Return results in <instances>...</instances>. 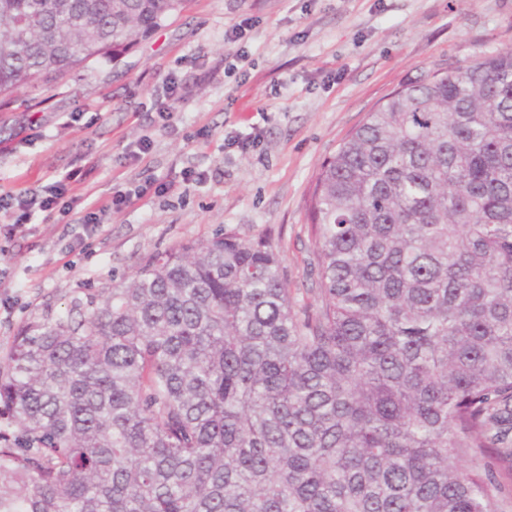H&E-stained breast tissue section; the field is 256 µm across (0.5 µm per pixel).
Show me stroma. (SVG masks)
<instances>
[{
	"label": "stroma",
	"mask_w": 512,
	"mask_h": 512,
	"mask_svg": "<svg viewBox=\"0 0 512 512\" xmlns=\"http://www.w3.org/2000/svg\"><path fill=\"white\" fill-rule=\"evenodd\" d=\"M260 17L243 41L227 32ZM512 50V0H188L119 63H87L0 108V188L25 190L83 171L73 194L109 195L151 179L167 190L112 213L82 253L67 245L80 214L33 218L0 239V362L18 329L73 299L131 278L153 254L222 227L266 235L292 296L313 301L309 204L324 158L393 91ZM184 100L172 123L157 107L169 80ZM78 120H70V113ZM207 134L195 138L196 129ZM149 136L142 162L131 143ZM256 145L243 152L233 136ZM207 172L185 184V168Z\"/></svg>",
	"instance_id": "1"
}]
</instances>
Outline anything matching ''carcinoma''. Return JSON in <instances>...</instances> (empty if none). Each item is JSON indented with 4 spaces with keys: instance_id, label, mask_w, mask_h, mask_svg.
I'll use <instances>...</instances> for the list:
<instances>
[{
    "instance_id": "carcinoma-1",
    "label": "carcinoma",
    "mask_w": 512,
    "mask_h": 512,
    "mask_svg": "<svg viewBox=\"0 0 512 512\" xmlns=\"http://www.w3.org/2000/svg\"><path fill=\"white\" fill-rule=\"evenodd\" d=\"M185 0H0V98L118 63ZM314 306L224 228L26 322L0 512H501L512 51L393 93L320 165Z\"/></svg>"
}]
</instances>
